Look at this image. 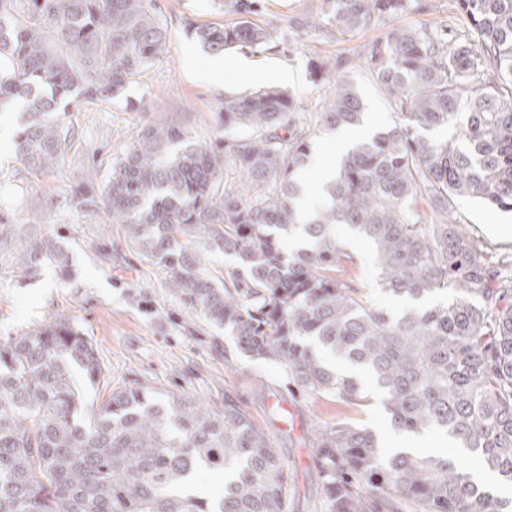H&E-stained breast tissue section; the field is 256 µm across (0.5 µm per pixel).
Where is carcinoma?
Segmentation results:
<instances>
[{"label":"carcinoma","mask_w":512,"mask_h":512,"mask_svg":"<svg viewBox=\"0 0 512 512\" xmlns=\"http://www.w3.org/2000/svg\"><path fill=\"white\" fill-rule=\"evenodd\" d=\"M324 2L303 24L342 35L420 7ZM215 5L235 21L191 24L205 51L276 41V27L254 20L259 0ZM458 5L472 27L464 43L397 25L373 42L369 68L401 122L348 152L325 189L331 204L311 223L298 226L293 211L311 133L277 88L224 97V140L214 145L145 125L100 192L85 188L73 201L124 225L128 247L166 271L191 314L224 328L243 355L277 365L299 392L362 407L360 382L331 370L321 351L360 364L392 427L449 435L512 486V258L485 261L450 218L467 198L512 212V0ZM166 43L155 0H0V106H23L15 144L25 168L51 171L75 139L57 115L63 102L121 95ZM337 68L312 65L330 83L324 131L363 119ZM438 130L446 136H430ZM422 201L439 222L425 223ZM340 224L374 244L384 293L418 302L443 291L449 300L403 312L372 304L349 277L357 259L336 235ZM297 229L308 244L292 249ZM9 243L27 269L69 267L53 240L1 217L0 246ZM213 252L237 268L213 275ZM74 366L101 381L93 344L66 317L0 344V512H288V463L232 395L218 409L133 382L90 408ZM313 461L326 490L321 512H512V498L479 487L454 461L386 457L374 433L346 420L321 429ZM200 466L224 473L219 500L184 491Z\"/></svg>","instance_id":"obj_1"}]
</instances>
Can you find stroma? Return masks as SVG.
<instances>
[{"mask_svg":"<svg viewBox=\"0 0 512 512\" xmlns=\"http://www.w3.org/2000/svg\"><path fill=\"white\" fill-rule=\"evenodd\" d=\"M419 9L398 20L379 17L352 36L336 31L298 28L297 19L319 12L322 0H263L260 22L277 25L275 43L260 49L234 48L223 54L224 70L203 77L212 56L205 52L190 23L226 24L230 13L212 0H157L167 30L162 56L131 82L125 93L95 104L70 105L62 120L76 139L51 173L28 172L18 159L15 139L23 121L19 106L0 111V216L30 225L39 236L68 253L71 272L50 262L28 271L12 252L0 251V343L52 318L66 316L94 344L104 374L100 384L85 386L88 404H101L116 386L140 381L164 393L197 395L213 406L233 395L255 423L274 439L289 465L290 512H319L323 480L313 463V432L343 418L368 428L387 447L421 451L417 437L399 435L381 401L375 380L359 381L367 406L351 408L325 399L290 393L274 365L241 355L230 337L192 316L169 288L167 274L127 246L120 225L104 212L76 207L73 194L84 178L103 183L122 157L132 134L152 121L185 130L192 140L212 143L224 137L220 109L228 94L258 90L238 65L246 58L284 72L275 88L290 92L301 112L320 111L328 89L314 81L309 62L317 57L341 60L357 87L364 111L380 126L397 121V107L381 94L365 61L368 47L392 25L450 28L465 40L466 16L456 0H419ZM459 224L478 241L486 258L512 254V213L476 200L457 201ZM342 239L358 260L350 275L373 302L388 306L376 278L375 251L366 239L346 233Z\"/></svg>","mask_w":512,"mask_h":512,"instance_id":"obj_1","label":"stroma"}]
</instances>
